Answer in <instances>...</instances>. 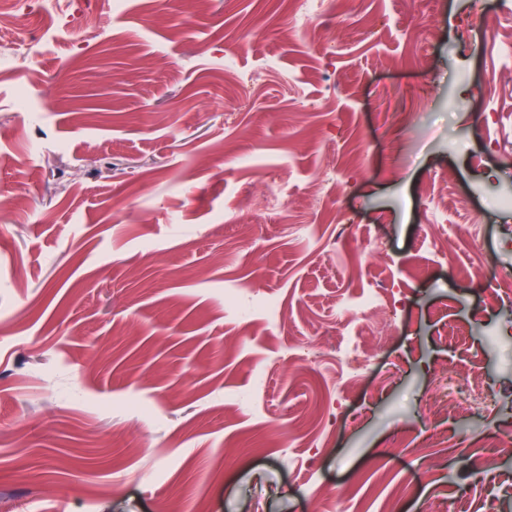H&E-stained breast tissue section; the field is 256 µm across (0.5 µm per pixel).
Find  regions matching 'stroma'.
<instances>
[{"label": "stroma", "instance_id": "stroma-1", "mask_svg": "<svg viewBox=\"0 0 512 512\" xmlns=\"http://www.w3.org/2000/svg\"><path fill=\"white\" fill-rule=\"evenodd\" d=\"M297 8L0 0V512H512V0ZM486 401L483 389L479 383L469 375L459 374L455 378H448V385L444 387V393L435 395L429 400L431 413H449L456 405L469 403H483Z\"/></svg>", "mask_w": 512, "mask_h": 512}]
</instances>
